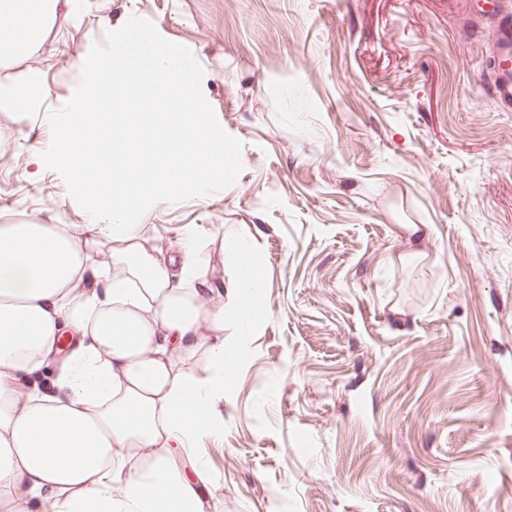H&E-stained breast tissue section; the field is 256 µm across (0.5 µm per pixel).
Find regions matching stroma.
Listing matches in <instances>:
<instances>
[{
  "label": "stroma",
  "mask_w": 512,
  "mask_h": 512,
  "mask_svg": "<svg viewBox=\"0 0 512 512\" xmlns=\"http://www.w3.org/2000/svg\"><path fill=\"white\" fill-rule=\"evenodd\" d=\"M505 0H85L24 66L63 111L89 54L134 21L191 61L238 164L156 204L170 249L214 233L233 282L259 246L265 317L224 381L220 430L183 460L204 512H512V112L493 15ZM41 112L0 101V216L79 224L34 174ZM495 100L504 111H512V69L502 68L495 74Z\"/></svg>",
  "instance_id": "1"
}]
</instances>
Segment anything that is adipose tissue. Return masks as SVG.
I'll use <instances>...</instances> for the list:
<instances>
[{
  "label": "adipose tissue",
  "mask_w": 512,
  "mask_h": 512,
  "mask_svg": "<svg viewBox=\"0 0 512 512\" xmlns=\"http://www.w3.org/2000/svg\"><path fill=\"white\" fill-rule=\"evenodd\" d=\"M81 0H0V65L31 56L60 7ZM83 89L45 119L37 170L65 177L79 224L29 215L0 224V512H202L196 479L175 461L194 435L216 433L214 401L238 360L224 325L249 330L262 279L251 246L236 250L232 288L189 226L177 250L147 236L158 203L205 197L237 158L203 112L173 49L127 23L82 67ZM40 69L0 84L18 118L39 111ZM66 347L50 387L25 376ZM204 354L214 371L191 374Z\"/></svg>",
  "instance_id": "1"
}]
</instances>
